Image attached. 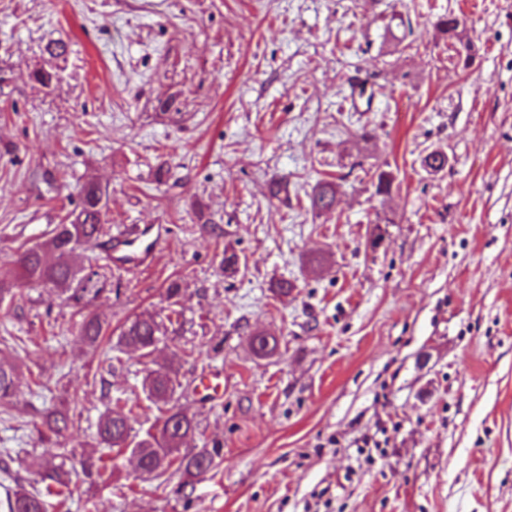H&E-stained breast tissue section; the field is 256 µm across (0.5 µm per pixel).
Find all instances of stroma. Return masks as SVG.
I'll list each match as a JSON object with an SVG mask.
<instances>
[{
	"label": "stroma",
	"instance_id": "stroma-1",
	"mask_svg": "<svg viewBox=\"0 0 512 512\" xmlns=\"http://www.w3.org/2000/svg\"><path fill=\"white\" fill-rule=\"evenodd\" d=\"M446 14L469 56L435 29ZM90 179L108 234L74 261L107 281L86 306L20 281L17 259ZM321 179L338 193L318 213ZM133 224L157 240L140 263L108 243ZM0 280L17 365L0 499L41 488L34 462L58 447L77 470L110 399L144 435L143 379L171 363L196 424L179 453L220 448L216 467L148 477L116 452L48 512H512V0H0ZM86 308L168 334L113 365L110 343L79 340ZM255 331L273 355L253 354ZM208 372L223 400L196 395Z\"/></svg>",
	"mask_w": 512,
	"mask_h": 512
}]
</instances>
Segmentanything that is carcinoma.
I'll list each match as a JSON object with an SVG mask.
<instances>
[{
	"label": "carcinoma",
	"mask_w": 512,
	"mask_h": 512,
	"mask_svg": "<svg viewBox=\"0 0 512 512\" xmlns=\"http://www.w3.org/2000/svg\"><path fill=\"white\" fill-rule=\"evenodd\" d=\"M435 26L448 38L456 40L462 48H469V43L464 41L463 31L459 30L457 17L451 14L441 16ZM103 199L105 193L98 184L92 181L85 183L70 222L56 225L47 243L37 244L22 253L19 258L20 278L30 284L50 285L75 300H81L92 292L98 293L99 289L90 288V284L93 277L100 276V273H83V270L72 265L71 255L73 243L79 240L90 242L101 235L104 214L100 203ZM335 200L336 184L331 181L319 182L310 195L314 211L331 209ZM107 331L106 322L96 313L89 311L82 315L80 336L86 347L97 348ZM163 335L165 331L162 325L154 318L137 316L120 329L112 349L119 352L136 350L141 352V356L149 357ZM250 346L256 356L265 357L273 353L277 341L268 339L264 333L255 332L251 334ZM14 376L15 366L0 359V403L10 401L15 395ZM176 376L172 366L162 365L145 378L143 389L146 397L160 413L154 424L157 432L148 431L144 438L136 439L132 435L133 410L119 405L113 408L109 406L98 422L97 443L108 450H130L137 467L146 474L159 477L175 466L185 475L196 478L213 468L215 457L220 455L221 449L204 448L190 456L175 455L195 429L193 421L186 414L170 405L176 392ZM37 468L41 479L51 482L47 486V493L60 496L69 487L67 472L63 471L62 465L55 464L54 459L40 460ZM4 508L6 512H47L41 494L30 492L22 486L7 494Z\"/></svg>",
	"instance_id": "cac0c4a2"
}]
</instances>
